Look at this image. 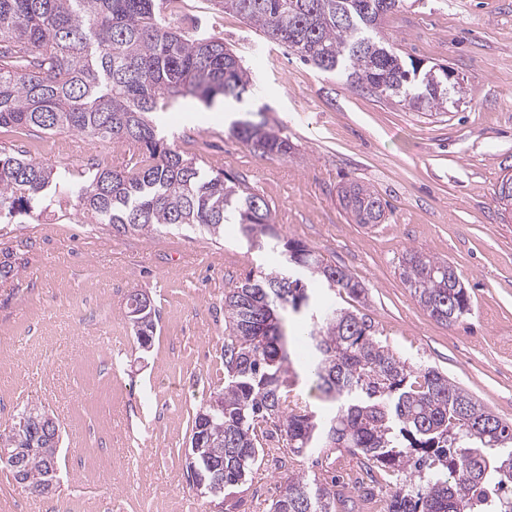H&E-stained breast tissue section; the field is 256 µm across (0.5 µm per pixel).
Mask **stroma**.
Returning <instances> with one entry per match:
<instances>
[{
    "instance_id": "35a3bbf8",
    "label": "stroma",
    "mask_w": 512,
    "mask_h": 512,
    "mask_svg": "<svg viewBox=\"0 0 512 512\" xmlns=\"http://www.w3.org/2000/svg\"><path fill=\"white\" fill-rule=\"evenodd\" d=\"M164 14L186 31L200 21L257 73L244 103L179 100L163 115L168 141L210 173L244 178L285 238L363 285L361 302L341 294L337 306L359 307L403 359L438 368L512 421V217L495 200L512 157V0H404L385 19L395 47L459 78L457 104L432 116L302 62L213 0H170ZM258 107L292 142L288 158L262 157L229 135ZM1 148L78 172L111 166L121 152L107 142L83 148L74 133L3 129ZM348 180L387 202L384 223L350 219L338 199ZM412 248L457 268L471 297L461 322H435L401 282L398 260ZM0 250L15 264L0 277V431L38 405L62 432L55 492L34 496L0 468V501L22 512H217L190 487L185 450L197 410L224 386V291L249 270L276 268L277 254L249 248L233 224L220 242L178 231L119 236L51 210L36 224L0 226ZM135 292L158 315L146 351L127 316ZM289 469L321 471L313 456L269 442L227 503L268 512Z\"/></svg>"
}]
</instances>
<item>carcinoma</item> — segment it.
I'll return each instance as SVG.
<instances>
[{
  "instance_id": "obj_1",
  "label": "carcinoma",
  "mask_w": 512,
  "mask_h": 512,
  "mask_svg": "<svg viewBox=\"0 0 512 512\" xmlns=\"http://www.w3.org/2000/svg\"><path fill=\"white\" fill-rule=\"evenodd\" d=\"M239 15L266 41L284 46L324 72L346 75L355 87L416 112H446L457 78L448 68L424 67L402 53L382 30L401 0H214ZM163 0H0V128L22 134L77 133L127 146L135 162L98 168L84 180L0 151V221L30 219L68 206L112 226L119 235L163 228L224 236L232 219L252 248L278 251L270 272L246 273L224 292V410L210 420L196 413L192 435L224 444V488L242 483L261 463L264 445L280 437L291 452L308 450L335 469L347 454L359 465L349 482L336 476H285L268 512H355L377 487L375 472L397 476L387 512H512V422L486 410L435 367H412L376 338L365 313L314 301L360 282L320 259L306 244L276 230L273 208L236 176L207 174L194 157L159 135L157 114L194 97L210 106L237 103L252 72L224 42L168 26ZM232 136L253 152L286 159L294 146L265 119L234 121ZM512 176L496 198L512 212ZM340 204L355 223L381 224L387 204L365 185L342 187ZM399 278L436 322L453 326L471 311L457 270L446 260L410 249ZM308 312V356L302 368L327 403L313 410L294 393L286 319ZM45 410L26 406L22 437L0 432L13 448L47 445ZM49 466L39 454L12 473L32 494L46 493Z\"/></svg>"
}]
</instances>
